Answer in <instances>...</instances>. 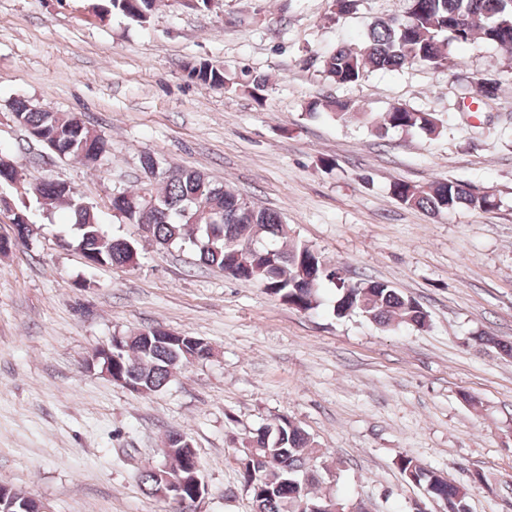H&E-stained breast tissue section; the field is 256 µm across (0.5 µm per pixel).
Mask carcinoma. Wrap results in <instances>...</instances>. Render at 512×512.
Here are the masks:
<instances>
[{
	"label": "carcinoma",
	"mask_w": 512,
	"mask_h": 512,
	"mask_svg": "<svg viewBox=\"0 0 512 512\" xmlns=\"http://www.w3.org/2000/svg\"><path fill=\"white\" fill-rule=\"evenodd\" d=\"M156 0H103V13H120L139 24L150 21ZM512 50V3L507 0H410L409 11L402 18L377 20L368 28L360 46H343L321 56L326 77L337 85L354 84L375 70L394 71L407 65L425 64L440 69L447 60V49L470 43L475 36ZM187 76L196 82L226 92L242 90L258 103L264 99L266 79L246 69L236 77L224 73V66L208 60L186 65ZM501 81L486 80L477 87L481 99H499ZM349 102L337 98L315 99L306 106L314 117L331 113L345 121L351 115ZM16 122L37 133L44 145L61 159L83 160L106 152L107 141L88 129L77 117L36 108L24 99L11 103ZM366 124L377 135L389 128L419 131L437 136L442 131L430 112L398 104L388 111L366 115ZM142 162L158 167L147 188L156 207L150 211L134 210L130 199L139 191L112 196V210L129 224L152 225L151 235L160 244L189 242L199 260L216 266L235 279L258 285L267 294L303 312L321 305V288L328 282L335 288L333 312L339 317L360 314L384 326L407 324L424 328L428 314L413 298L389 283L364 280L349 283L326 265L305 245L288 239V228L272 211L255 208L224 184L215 183L196 170L178 168L174 173L157 166L150 155ZM42 209L51 211L66 206L71 214L74 235L63 240L65 247L79 251L90 268L103 265L125 266L137 257L135 243L109 239L93 207L85 204L64 184L46 178L28 183ZM390 192L410 208L438 215L466 207L490 211L497 206L495 197L469 186L448 180L427 185L395 182ZM141 335L114 336L112 373L141 387V392H156L174 381V370L188 362L187 354L202 359L210 355L207 345L186 343L172 345ZM326 452L314 445L309 434L286 417L263 425L247 441L238 458L240 477L250 494L252 512H310L309 506L327 508L331 502L346 507L347 499L337 492L318 487L319 474L313 469ZM167 469L157 466L140 474L144 491L159 497L163 476L180 489L169 501L178 505L194 500L195 476L200 461L192 448H169L164 453ZM396 465L405 479L423 485L427 493L443 506V512H469L468 493L442 473L429 469L412 457L401 455ZM30 503L25 492L0 484V512H27Z\"/></svg>",
	"instance_id": "cac0c4a2"
}]
</instances>
